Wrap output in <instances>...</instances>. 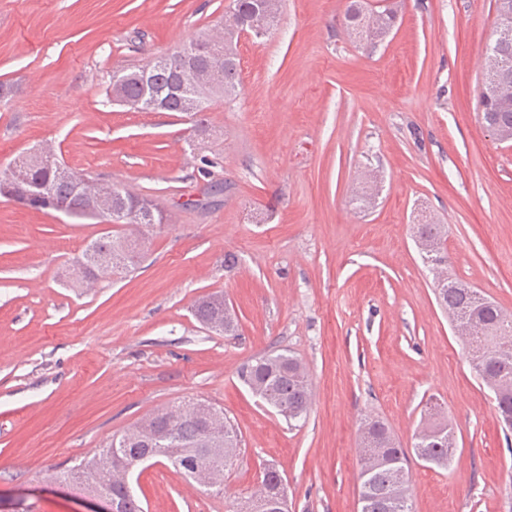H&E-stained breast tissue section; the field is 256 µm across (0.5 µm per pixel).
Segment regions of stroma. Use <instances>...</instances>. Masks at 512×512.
<instances>
[{"label": "stroma", "instance_id": "stroma-1", "mask_svg": "<svg viewBox=\"0 0 512 512\" xmlns=\"http://www.w3.org/2000/svg\"><path fill=\"white\" fill-rule=\"evenodd\" d=\"M230 3L0 0V173L49 144L168 214L136 271L75 291L67 263L104 224L0 196V501L24 488L32 512H85L49 475L204 398L241 437L223 488L140 468L144 512H232L271 465L289 512H359L361 421L409 449L433 398L456 452L445 469L411 459L412 512H512V436L414 241L418 223L443 225L450 275L512 314V147L479 119L472 64L496 38L495 0H398L396 27L368 47L344 30L347 0H282L271 35L239 43L240 96L206 114L207 180L187 115L130 112L105 89L113 70L210 32ZM216 292L235 336L192 315ZM275 350L309 371L295 426L239 378Z\"/></svg>", "mask_w": 512, "mask_h": 512}]
</instances>
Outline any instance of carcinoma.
I'll list each match as a JSON object with an SVG mask.
<instances>
[{
    "mask_svg": "<svg viewBox=\"0 0 512 512\" xmlns=\"http://www.w3.org/2000/svg\"><path fill=\"white\" fill-rule=\"evenodd\" d=\"M280 5L281 0H232L224 14L220 36L198 38L168 54L173 67L196 46L224 54V66L217 69L212 83L201 87L186 84L199 102L195 130L203 128L200 115L240 91L238 44L242 29L256 38L267 35L277 22ZM397 16L393 4L379 11L364 0H350L345 12L346 28L357 41L371 43L390 32ZM494 46V53L486 55L479 96L481 116L489 126L512 130V99L494 95L496 87L512 86V29L497 33ZM145 71L146 67L133 65L112 72L107 95L122 100L136 112L180 111L179 98L169 94L174 82L170 69L153 74V89L165 90L167 94L150 109L139 106L147 93L141 82ZM19 165L26 168V180L15 189L17 201L24 204L28 193L43 188L69 200L73 217L104 220L114 226L88 242L81 254L73 258L67 272V284L71 288L83 287L88 273L99 279L120 277L137 269L143 259L142 237L127 233L123 227L150 228L167 221L165 210L154 200L118 188L114 189L113 199L116 214H101L95 210V192L88 186L76 192L73 182L58 171L55 162L32 163L23 159ZM416 234L436 243V250L427 256L434 267L448 264V257L443 255L440 225L418 224ZM436 291L438 303L450 316L467 323L477 321L465 341L471 365L482 384L493 387L498 418L503 421L507 416L512 417V316L449 274L439 276ZM194 315L210 331L213 324L223 323V329L216 331L218 335L233 336L237 332V322L224 307L221 294L200 298L194 305ZM241 380L287 422L306 418L312 403L311 383L305 365L297 356L288 351L264 354L242 369ZM453 440V430L443 416L441 405L431 403L425 407L414 448L427 456L430 464L446 468L453 454ZM239 447L238 432L222 410L202 400L180 402L154 411L131 429L112 435L92 454L51 476V480L79 486L88 494H110L121 500L122 512H143L133 496L108 479L107 474L113 469L129 468L142 457L152 455L170 461L188 478L190 473L213 465L229 467ZM359 454L360 512H411L407 452L383 421L368 418L362 422ZM282 482L279 471L270 466L261 481L260 493L272 492Z\"/></svg>",
    "mask_w": 512,
    "mask_h": 512,
    "instance_id": "obj_1",
    "label": "carcinoma"
}]
</instances>
